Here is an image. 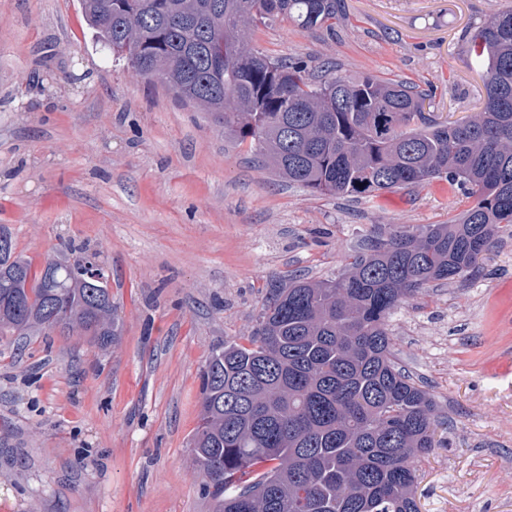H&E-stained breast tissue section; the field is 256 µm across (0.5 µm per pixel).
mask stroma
<instances>
[{"label": "stroma", "instance_id": "obj_1", "mask_svg": "<svg viewBox=\"0 0 512 512\" xmlns=\"http://www.w3.org/2000/svg\"><path fill=\"white\" fill-rule=\"evenodd\" d=\"M335 29L256 26L250 46L431 91L439 121L479 111L467 33L512 0H345ZM474 204L435 179L370 198L278 180L250 143L92 40L79 0H0V225L42 265L95 255L120 334L0 336V512H212L189 439L213 350L250 335L271 285L336 276L365 238L450 224ZM434 395L442 447L420 512H512V224L476 268L388 321Z\"/></svg>", "mask_w": 512, "mask_h": 512}]
</instances>
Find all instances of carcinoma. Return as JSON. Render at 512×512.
<instances>
[{"instance_id": "obj_1", "label": "carcinoma", "mask_w": 512, "mask_h": 512, "mask_svg": "<svg viewBox=\"0 0 512 512\" xmlns=\"http://www.w3.org/2000/svg\"><path fill=\"white\" fill-rule=\"evenodd\" d=\"M97 45L198 106L313 193L373 197L444 178L476 199L454 224L368 240L338 276L270 288L245 343L201 372L189 447L213 512H419L414 462L445 423L395 360L386 322L426 286L470 271L512 224V11L469 32L486 97L462 122L425 117L408 81L316 76L249 47L252 27L306 30L344 20V0H80ZM0 335L56 329L101 350L118 335L91 257L42 269L0 226Z\"/></svg>"}]
</instances>
